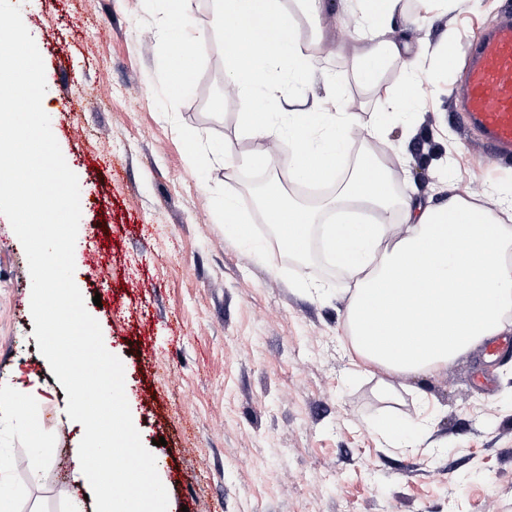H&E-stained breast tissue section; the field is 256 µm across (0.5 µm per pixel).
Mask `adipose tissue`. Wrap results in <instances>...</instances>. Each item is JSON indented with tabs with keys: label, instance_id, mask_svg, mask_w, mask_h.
I'll use <instances>...</instances> for the list:
<instances>
[{
	"label": "adipose tissue",
	"instance_id": "1",
	"mask_svg": "<svg viewBox=\"0 0 512 512\" xmlns=\"http://www.w3.org/2000/svg\"><path fill=\"white\" fill-rule=\"evenodd\" d=\"M216 4L227 21L225 76L243 99L263 104L260 111L244 113L246 131L274 137L272 110L285 104L291 108L288 137L293 143L285 161L289 180L320 183L332 179L341 165L352 166L327 203L334 221L322 233L332 263L355 282L346 319L360 362L390 375L421 376L500 335L512 313V193L488 208L464 198L451 180L446 202L394 199L387 159L370 151L355 161L347 159L354 115L340 82L323 85L325 99L334 104L330 112L300 95L308 59L294 15L278 8L277 0ZM402 10V0H353L361 29L358 75L363 81H372L404 49V42L388 34ZM283 72L287 84H274V75ZM420 98L417 82L402 85L366 125L367 138L385 141L392 116L410 110ZM261 207L282 246L306 251L317 210L292 203L280 192L264 198ZM393 207L404 216L405 230L387 222L385 214ZM367 210L377 211L378 219H364ZM39 398L35 382L1 386L0 412L24 417L29 428H36L31 408Z\"/></svg>",
	"mask_w": 512,
	"mask_h": 512
}]
</instances>
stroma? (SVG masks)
<instances>
[{"mask_svg": "<svg viewBox=\"0 0 512 512\" xmlns=\"http://www.w3.org/2000/svg\"><path fill=\"white\" fill-rule=\"evenodd\" d=\"M166 0H22L43 58L52 132L80 187L74 280L104 344L124 366L125 394L156 458L168 512H512V353L480 347L415 377L355 372L346 325L349 283L319 235L288 253L250 198L272 180L307 197L286 168L239 164L265 150L246 133L249 103L224 92V22L214 0H187L197 35L192 72L164 40ZM512 13V0H459L455 57L438 93L410 122L396 119L378 152L397 191L440 202L454 174L466 198L494 204L512 166L482 150L454 110L469 40ZM316 72L342 73L355 115L353 144L410 76L409 56L437 43L445 21L404 26L406 56L372 85L356 74L360 44L349 0H325L320 21L301 17ZM234 175L225 178V160ZM233 196L259 247L224 231ZM99 249L100 279L83 262ZM24 249L0 215V383L40 376L34 409L46 454L31 453L24 421L0 417V459L15 512H95L74 478L83 426L33 335ZM111 304L94 306V295ZM392 394H384L383 381ZM387 416L425 421L428 448H395L374 431Z\"/></svg>", "mask_w": 512, "mask_h": 512, "instance_id": "stroma-1", "label": "stroma"}]
</instances>
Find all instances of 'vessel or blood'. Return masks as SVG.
I'll return each mask as SVG.
<instances>
[{
    "mask_svg": "<svg viewBox=\"0 0 512 512\" xmlns=\"http://www.w3.org/2000/svg\"><path fill=\"white\" fill-rule=\"evenodd\" d=\"M457 109L483 147L512 159V18L484 30L469 46Z\"/></svg>",
    "mask_w": 512,
    "mask_h": 512,
    "instance_id": "obj_1",
    "label": "vessel or blood"
}]
</instances>
